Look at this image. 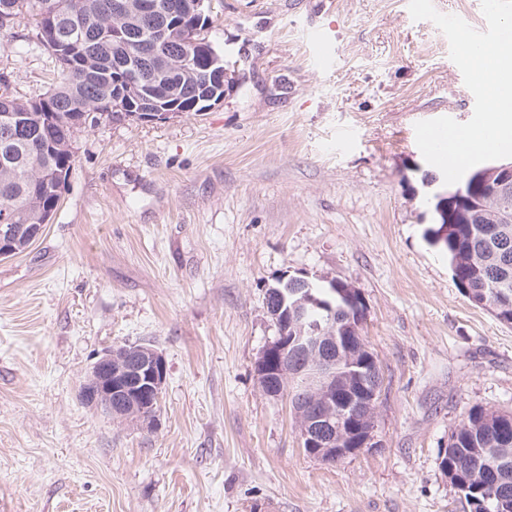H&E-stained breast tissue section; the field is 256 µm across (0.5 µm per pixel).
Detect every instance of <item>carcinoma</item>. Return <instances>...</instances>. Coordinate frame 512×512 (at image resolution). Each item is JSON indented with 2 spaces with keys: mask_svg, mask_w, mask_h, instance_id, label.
I'll use <instances>...</instances> for the list:
<instances>
[{
  "mask_svg": "<svg viewBox=\"0 0 512 512\" xmlns=\"http://www.w3.org/2000/svg\"><path fill=\"white\" fill-rule=\"evenodd\" d=\"M84 14L66 11L67 0H0V16L11 23L26 17L33 22L25 45L27 50H46L57 69L58 82L44 96L55 105L53 116L34 110L33 98L17 96L3 83L0 91V115L11 112L14 123L0 120V215L12 217V223L24 228L41 223L57 211L62 189L73 162V139L78 128L71 111L81 106L92 113L90 126L112 117V68L120 62H132L119 75L137 74L160 56L174 55V46L158 43L148 27L138 30L131 42L112 41V26L120 18L112 14L113 0H83ZM97 20L85 40L97 45L87 58L73 59L64 66L60 36L78 35L88 19ZM201 61L190 66L192 74L170 78L157 89L165 105L188 109L206 94H223L208 79L209 65H224V57L203 36ZM485 219L477 216L468 224L448 225L447 241L439 243L449 263L462 255L474 288L468 299L476 306L485 300L499 305L496 317L512 324V224L496 238L487 236ZM485 410L474 409L462 419L450 435L445 459L457 471L459 485L471 512H480L485 493L497 487L512 492V414H503L498 422H484Z\"/></svg>",
  "mask_w": 512,
  "mask_h": 512,
  "instance_id": "obj_1",
  "label": "carcinoma"
}]
</instances>
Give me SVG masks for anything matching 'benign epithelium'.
<instances>
[{"mask_svg":"<svg viewBox=\"0 0 512 512\" xmlns=\"http://www.w3.org/2000/svg\"><path fill=\"white\" fill-rule=\"evenodd\" d=\"M200 2L165 0L162 13L165 21L154 29L156 38L167 43L180 31L182 42L189 45L187 52L196 51L197 41L186 37L188 27L199 28L192 7ZM122 17L131 19V26L117 30L125 40L134 38L143 23L141 12L133 0H122ZM182 111L173 106H162L140 92L137 101L122 98L112 100V123L130 121H167ZM472 185L479 183L492 189V196L507 195L512 191V161L491 162L467 176ZM436 212L439 223L451 224L455 204H465L472 211L484 209L485 200L474 203L465 197L462 185L442 186L438 194ZM16 230L8 215L0 217V258L15 254L12 239ZM340 288V294L357 304L355 310L344 306L320 303L312 293L313 284L304 278H280L277 286L268 288L267 312L278 326V337L263 352L257 362V374L265 394L271 397L288 395L300 420V437L307 447L343 459L372 447L378 398L382 377L369 362L358 363V358L369 348L360 336L365 309L360 293L348 283L330 282ZM321 305L330 312L325 327L306 328L310 307ZM166 378V364L156 350L141 346L122 356L107 350L98 356L89 377L81 389L82 401L109 415L117 416L112 398H117L133 409H153L160 401Z\"/></svg>","mask_w":512,"mask_h":512,"instance_id":"1","label":"benign epithelium"}]
</instances>
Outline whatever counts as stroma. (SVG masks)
<instances>
[{
	"label": "stroma",
	"mask_w": 512,
	"mask_h": 512,
	"mask_svg": "<svg viewBox=\"0 0 512 512\" xmlns=\"http://www.w3.org/2000/svg\"><path fill=\"white\" fill-rule=\"evenodd\" d=\"M223 102L75 135L59 207L0 260V512H470L439 457L471 409L512 412V324L474 306L424 232L435 181L417 122L474 96L408 0H211ZM332 26L320 70L304 38ZM0 29V75L35 97L48 52ZM340 280L383 372L374 447L304 453L255 371L281 277ZM145 345L158 424L85 406L91 365Z\"/></svg>",
	"instance_id": "obj_1"
}]
</instances>
